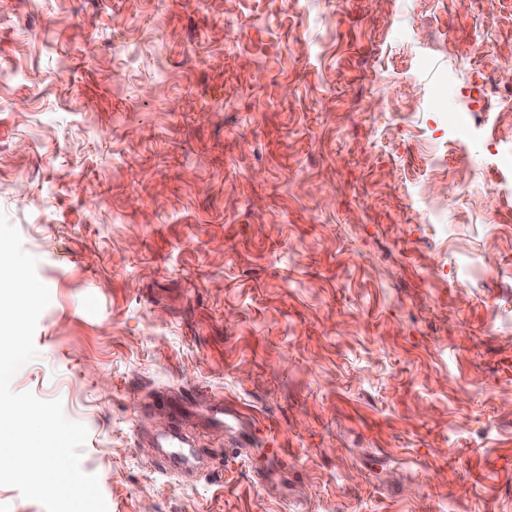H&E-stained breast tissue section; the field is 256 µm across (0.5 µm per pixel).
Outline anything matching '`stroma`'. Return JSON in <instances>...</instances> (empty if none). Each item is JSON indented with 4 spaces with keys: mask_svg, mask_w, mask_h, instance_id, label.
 Segmentation results:
<instances>
[{
    "mask_svg": "<svg viewBox=\"0 0 512 512\" xmlns=\"http://www.w3.org/2000/svg\"><path fill=\"white\" fill-rule=\"evenodd\" d=\"M511 72L512 0H0L12 388L108 512H512ZM172 396L253 456L161 473Z\"/></svg>",
    "mask_w": 512,
    "mask_h": 512,
    "instance_id": "stroma-1",
    "label": "stroma"
}]
</instances>
